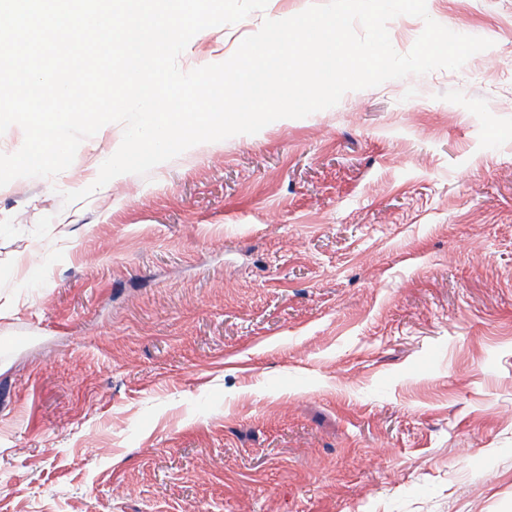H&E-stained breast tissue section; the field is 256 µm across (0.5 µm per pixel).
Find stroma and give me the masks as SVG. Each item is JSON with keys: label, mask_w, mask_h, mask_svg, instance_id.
<instances>
[{"label": "stroma", "mask_w": 512, "mask_h": 512, "mask_svg": "<svg viewBox=\"0 0 512 512\" xmlns=\"http://www.w3.org/2000/svg\"><path fill=\"white\" fill-rule=\"evenodd\" d=\"M426 7L493 47L69 204L122 125L0 187V512H512V0Z\"/></svg>", "instance_id": "35a3bbf8"}]
</instances>
